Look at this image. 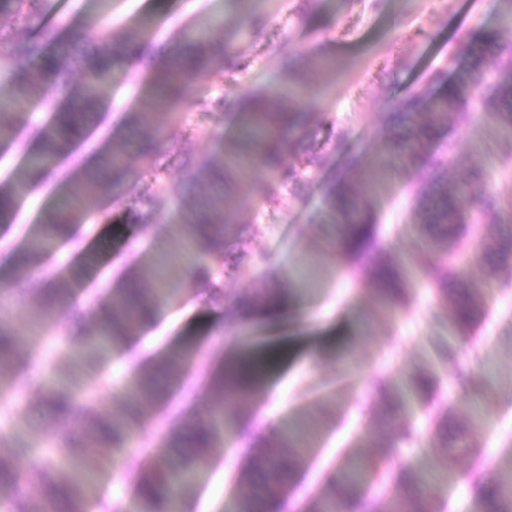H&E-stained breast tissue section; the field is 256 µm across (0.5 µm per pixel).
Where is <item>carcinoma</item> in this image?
Here are the masks:
<instances>
[{
	"label": "carcinoma",
	"instance_id": "carcinoma-1",
	"mask_svg": "<svg viewBox=\"0 0 512 512\" xmlns=\"http://www.w3.org/2000/svg\"><path fill=\"white\" fill-rule=\"evenodd\" d=\"M50 0H0V78L8 84L10 112L0 111V144L14 143L15 123L30 109L50 106L48 122L36 132L37 151H25L22 169L6 186L0 185V224L15 222L20 202L49 179L61 183L62 192L53 209L37 225L19 251L16 266L28 270L39 266L58 244H76L87 220V206L106 187L112 177L130 171L127 158L132 146L145 153L184 137L186 126L178 107L190 89V83L206 77L214 69L233 81L242 65L230 48L191 30H184L177 43L162 51L154 61L149 50L148 33L141 27L119 31L98 18L87 27L96 31L92 38L70 31L63 19L47 20ZM460 52L469 58L468 68L456 81L437 71L431 81L439 90L427 98L413 94L403 103L406 120L402 136V164L424 168L432 177L429 194L418 200L421 223L438 231L428 265L436 272L434 286L448 295V279L466 278V266L460 257L465 252L486 257L493 268L512 262V231L490 238L480 228L492 224L502 208L494 197L478 200L471 195V183L482 178L471 171L456 184L440 180L448 159L428 151L440 140L444 129L464 119L470 91L478 89L489 107L493 122L503 138L498 152L512 157V50L500 40L497 29L489 28L475 41H463ZM122 62L144 64L151 72L148 85L150 112H129L126 122L130 137L112 141L97 154L93 164L80 165L70 174L58 172L59 160L98 125L103 99L112 88L116 66ZM306 87V71L287 67L286 79L277 92L259 91L242 98L234 115L239 134L225 145L223 158L200 166L186 162L176 176L190 197L180 218L181 251L178 260L164 268L131 263L116 287L89 301L98 308L96 322L87 331L80 326L82 309L76 306V289L91 279L95 265L88 261L72 267L66 277L42 289L33 314L60 313L62 328L54 333L56 342L69 352L70 364L79 373H62L55 365L38 372V359L23 351L15 329L0 317V369L30 381L42 397V405L54 420L56 429L33 445L0 453V488L14 489L36 480L43 489L37 494H13L0 502V512H87V505L98 496L89 462L111 468L119 460L131 432L141 426V406H156L171 423L165 436L163 454L150 455L143 462L135 484L136 512H185L186 499L180 489L195 478L198 467L209 458L210 450L224 439V429L242 421L241 404L262 381L273 363L261 362L250 353L237 349L226 363L206 371L204 384L212 405L208 418L191 411L195 383H181L183 404L170 403V375L185 374L195 346L186 343L169 352L150 369L135 368L123 409L103 410L83 400L93 387L109 384L99 362L112 351H121L135 328L152 322L158 310L169 301L163 288L174 272L192 270L195 284L209 298L224 299V279L243 260L272 273L277 262L270 253H230L224 239L237 224L236 215L224 208V189L232 180H240L247 170L257 167L267 175L262 202L266 207L281 205L311 171L312 157L304 154L298 163L287 165V143L301 142L308 136L307 112L299 97ZM201 111L212 115L224 110V95H202L197 99ZM110 220L133 235L154 218L148 202L122 197ZM330 223L338 225L341 255L345 263L360 260L375 249L374 216L366 207L357 186L345 178L335 179L326 190ZM378 296L387 305L399 308L408 303L409 294L401 285L402 267L390 260L375 258L370 267ZM476 292L468 289L454 298L448 331L469 340L471 352L480 356L481 344L474 330L482 312L475 301ZM284 298L283 289L269 288L258 295L244 292L237 299L240 313L259 310ZM439 391L433 369L418 368L382 385L384 395L380 424L400 415L405 396H416L431 403ZM81 418L83 433H67L74 417ZM481 414L475 412L467 425L446 440V452L437 459L436 468L453 466L458 457L470 458L464 478L474 489V512H512V456L493 474L484 471L482 451L467 440V430L477 427ZM255 464L242 470L241 492L232 512H267L271 500L285 503L293 479V463L307 452L301 429L288 427L280 435L254 444ZM393 453L375 457L347 455L337 473L322 490L314 494L305 512H345L353 502L361 512H376L375 499L363 491V483L375 482L380 493L393 484L406 494L399 496L392 512H437L431 498L415 493L425 487L434 471L410 464L395 470Z\"/></svg>",
	"mask_w": 512,
	"mask_h": 512
}]
</instances>
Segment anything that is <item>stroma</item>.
Instances as JSON below:
<instances>
[{"label": "stroma", "mask_w": 512, "mask_h": 512, "mask_svg": "<svg viewBox=\"0 0 512 512\" xmlns=\"http://www.w3.org/2000/svg\"><path fill=\"white\" fill-rule=\"evenodd\" d=\"M502 0H386L381 11H369L363 0H251L248 9L234 12L229 0H52V17L66 18L72 30L86 31L89 16L108 13L113 27L137 23L148 25L151 46L166 48L187 23L213 22L212 34L224 39L245 69L235 83L211 78L201 80L180 104L191 132L179 145L182 157L199 162L219 158L224 143L236 134L234 105L242 96L262 88L280 85L286 73L278 45L290 41L297 65L310 68L311 88L302 107L311 115V132L316 135L322 163L299 193L286 205L264 209L259 205L266 176L253 171L249 177L224 194V204L236 211L238 233L228 239L229 247L273 253L279 263L275 276L266 277L253 265L243 264L224 281V306L203 302L193 284L184 276L173 278L171 287L181 300L165 308L153 325L136 329V344H148L141 356L150 365L185 339H192L197 353L190 377L201 378L208 367L224 363L228 346L237 333H244L255 355L268 354L271 346L288 350V361L272 365L245 406L253 423L279 431L294 418H323L327 424L313 437L314 448L298 465V477L290 488V504H306L335 474L341 455L350 449L368 456L373 446L385 443L398 425L422 429L420 443L399 446L398 460L426 469L443 453V441L425 432L426 419L420 405L403 409L398 425L377 424L378 386L401 372L419 367L436 370L443 401L451 408L454 424L465 422L472 405L484 402V421L470 436L482 449L487 468L512 454V292L498 283L512 279V267L489 278L483 259L473 260L468 279L480 289V302L489 315L481 326L482 357L474 359L466 339L454 340L457 359L440 362L439 343L448 334L446 324L451 302L441 300L431 279L414 255L419 238L414 199L427 189L424 178L404 168L364 198L376 217L381 256L403 261L405 282L411 295L406 312L396 313L382 305L374 290L369 263L353 268L340 266L332 245L334 227L325 220V188L338 177L362 183L364 176L388 155L396 140L401 101L413 89H428V75L447 66L449 55L461 39L473 38L482 28L499 23ZM262 19L263 31L255 37L236 32L239 23ZM329 57L336 61L334 74L314 70L315 61ZM150 74L143 66H121L112 93L102 109V121L90 131L74 156L65 158L64 170L89 161L96 151L122 135L124 115L147 110L143 90ZM223 94V114L211 116L196 106L199 93ZM47 117L44 108L15 126L17 145L0 149V183L24 161V150L32 146L36 128ZM334 122L339 143L326 139V124ZM500 135L489 119L480 94H473L468 119L450 130L446 138L454 150L444 172L453 182L469 169L485 167L488 177L473 184L476 194L490 193L504 206L502 222H512V161L493 160L489 150ZM153 161L132 150L130 168L140 177L139 192L157 194V209L164 223H151L126 238L116 224L88 221L87 236L81 244L65 246L56 256L26 273L17 270L13 254L24 245L28 231L35 228L52 206L58 192L51 183L26 199L16 224L0 226V314L11 319L20 347L44 362H57L55 347L33 324L30 312L41 288L63 276L79 261L94 258L101 267L88 290L100 291L121 270L126 258L152 263L158 250H178L182 189L170 179L164 193L153 183ZM26 281L29 291L18 297L11 290L16 281ZM288 288V307L279 320L235 316L231 299L243 288L262 293L274 285ZM79 291V300L87 292ZM126 353H112L102 363L108 386L93 392L101 408L119 409L121 388L131 375ZM467 368V383H458L459 368ZM0 383L10 386L11 396L0 399V415L14 402L30 408L27 420L13 423L5 436L38 441L53 421L41 412L37 391L10 371H0ZM144 427L133 431L123 449V463L99 473L101 497L121 498L123 512H134L136 475L141 460L151 452L164 450L166 424L153 406H145ZM238 432L225 435L213 448L210 460L187 492L193 512H224L237 492L236 476L242 463H229L226 445L239 440ZM468 459L442 472L427 488L435 502L446 504L447 512H472L473 491L463 478Z\"/></svg>", "instance_id": "1"}]
</instances>
